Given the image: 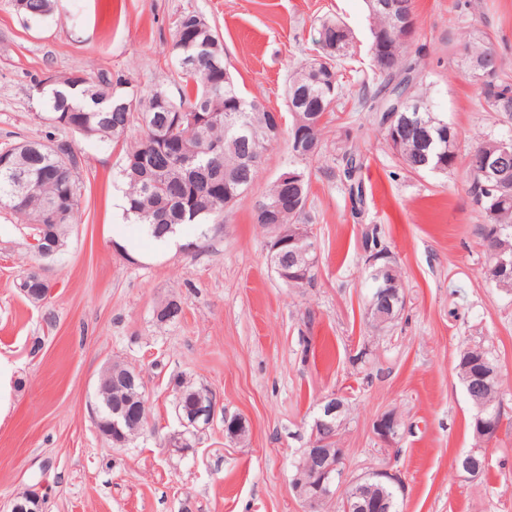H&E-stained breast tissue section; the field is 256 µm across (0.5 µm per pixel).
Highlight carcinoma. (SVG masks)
<instances>
[{"label": "carcinoma", "instance_id": "cac0c4a2", "mask_svg": "<svg viewBox=\"0 0 512 512\" xmlns=\"http://www.w3.org/2000/svg\"><path fill=\"white\" fill-rule=\"evenodd\" d=\"M18 12L30 20L50 15L53 0H21ZM371 18L370 46L377 48L372 56L373 73L392 84L383 107L393 98L406 95L408 102L429 103L426 93L420 90L422 81L412 76L415 64L409 61V44L392 34L394 19L381 8L368 5ZM353 43L351 31L338 20H324L317 29L315 44L322 51V59H310L298 63L288 81L287 97L290 112H300L309 118L307 142L310 153L299 156L293 142L288 151L295 162H308L319 156L325 119L334 112L339 93L329 94V80L338 75L340 65ZM468 60H491L489 76L479 81L478 103L493 112L512 115V80L505 72L502 56L494 49L490 36L483 32L473 35L468 42ZM172 50L178 61V94L157 86L146 92L130 86V82L118 78L111 82L102 80L90 84L83 77L71 74L49 82L48 105L50 120L70 127L68 114L84 117L89 128H74L86 138L99 141L119 140L127 136L131 124L148 115L159 125L171 129L170 137L163 143L155 138V131L148 124H140L141 135L130 145L123 168L126 184V213L153 239L181 229L185 225L201 226L224 212V201H233L249 189L258 177L259 165L269 147L280 135L271 138L254 135L262 126V116L254 111L255 100L245 98L229 74L224 62V44L208 21L196 12H187L179 18ZM196 59V72L184 70L183 62ZM214 58L221 62V69H210L204 60ZM190 112L210 115L203 125L189 123ZM425 130L433 142H427L423 131L414 128L406 138L391 145L397 152L401 166L410 173L423 171L424 156H429V166L442 162L441 170L452 168L459 156L457 131L439 119L436 113L426 110L419 114ZM0 154L8 156L7 164L0 166V204L10 207L21 222L28 225L33 239L52 238L62 247L68 230L75 224L80 204L78 182L79 160L66 140L48 138V142L29 141L20 148L5 147ZM360 169L357 156L343 154L340 179L351 183V191L362 195L361 182L356 180ZM35 182L39 189L25 193L23 181ZM310 180L303 173V180L287 187L274 182L263 200L255 208V223L306 225V206L309 200ZM468 194L478 208L484 224L479 236L486 261L481 275L501 290L512 293V276L495 278L492 267L495 259L489 252L488 239L496 240V247L512 257V180L508 183L487 185L482 176L469 174ZM60 206L65 216L57 224L41 222V216L50 207ZM314 245L310 231L295 244L296 252L284 253L282 262L286 268L308 266V280L315 277L317 256L306 253ZM38 274L28 273L19 283L27 297L40 301ZM370 297L383 294L403 293L400 272L392 265L387 277L370 275ZM404 300L394 301V309L388 317L369 316L371 328L383 330L400 314ZM458 371L462 383L468 375L475 377L478 392L469 396L475 409L489 412V416H501L499 372L496 359L480 345L465 349L459 358ZM176 408L182 416L191 414L200 393L207 391L203 385H195L185 378L174 381ZM144 391L143 381L136 380L133 388L118 387L95 394L99 417L98 431L112 436V445L122 447L140 434L145 420L132 414L119 421L121 432L112 430L116 407L131 410L138 404L137 395ZM398 484L368 476L356 485L347 487L343 496L359 495L361 502H383V512H399Z\"/></svg>", "mask_w": 512, "mask_h": 512}]
</instances>
